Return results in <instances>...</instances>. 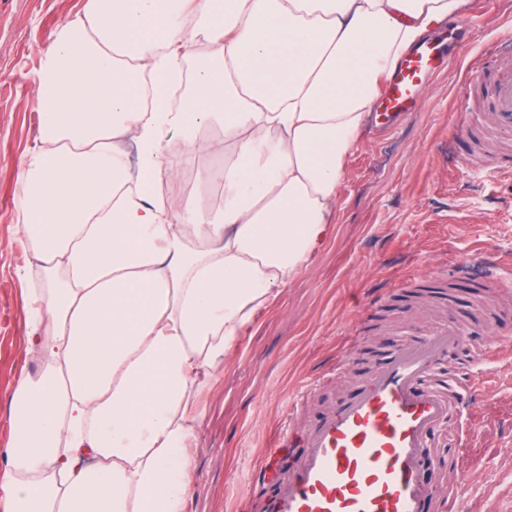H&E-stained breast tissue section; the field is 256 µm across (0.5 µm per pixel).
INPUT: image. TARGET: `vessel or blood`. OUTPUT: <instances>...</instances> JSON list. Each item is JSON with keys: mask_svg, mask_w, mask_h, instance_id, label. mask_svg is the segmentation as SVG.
<instances>
[{"mask_svg": "<svg viewBox=\"0 0 512 512\" xmlns=\"http://www.w3.org/2000/svg\"><path fill=\"white\" fill-rule=\"evenodd\" d=\"M450 38L422 39L401 58L378 97L383 120L413 111L427 80L444 66ZM481 95L512 129V57L483 74ZM470 343L455 321L379 352L354 394L319 421H288L251 474L253 487L271 489L268 512H462L457 493L437 498L420 476L435 429L464 405L483 380L450 379L449 359Z\"/></svg>", "mask_w": 512, "mask_h": 512, "instance_id": "b4317fda", "label": "vessel or blood"}]
</instances>
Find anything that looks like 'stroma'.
I'll return each instance as SVG.
<instances>
[{"label": "stroma", "instance_id": "stroma-1", "mask_svg": "<svg viewBox=\"0 0 512 512\" xmlns=\"http://www.w3.org/2000/svg\"><path fill=\"white\" fill-rule=\"evenodd\" d=\"M466 0L460 14L473 28L448 66L425 88L415 111L389 132L367 122L344 160L333 205L336 236L261 311L224 361V377L203 403L187 512H239L245 483L288 414L315 422L351 395L362 359L341 360L343 343L364 326L368 347L386 348L427 331L448 310L431 297L402 314L399 296L419 285L453 284L458 311L497 312L504 345L475 365L489 383L463 426L461 467L442 478L465 512H512V155L505 135L474 96L473 72L512 53V0ZM87 0H0V461L7 455L9 397L21 371L36 361L22 347L24 311L17 271L31 256L12 244L16 160L37 137L32 84L63 17ZM468 106L478 136L453 129L450 115ZM397 294L383 298L385 288ZM391 311L363 322L373 297Z\"/></svg>", "mask_w": 512, "mask_h": 512}]
</instances>
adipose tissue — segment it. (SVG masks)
<instances>
[{
    "mask_svg": "<svg viewBox=\"0 0 512 512\" xmlns=\"http://www.w3.org/2000/svg\"><path fill=\"white\" fill-rule=\"evenodd\" d=\"M461 4L89 0L63 21L15 165L39 367L10 394L0 512H186L203 395L333 238L381 78ZM175 151L220 202L186 194Z\"/></svg>",
    "mask_w": 512,
    "mask_h": 512,
    "instance_id": "adipose-tissue-1",
    "label": "adipose tissue"
}]
</instances>
